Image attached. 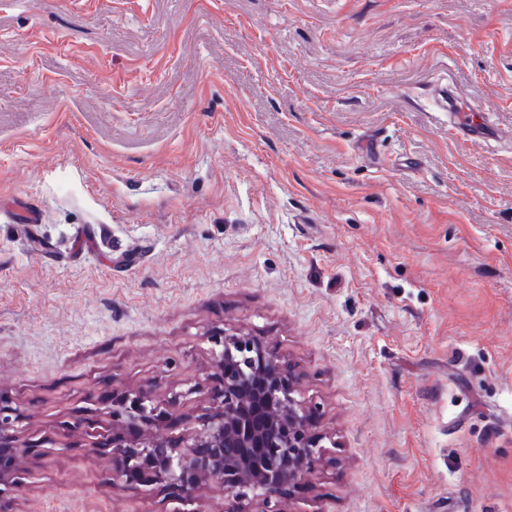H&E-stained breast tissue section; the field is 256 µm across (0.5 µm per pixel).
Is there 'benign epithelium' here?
Returning a JSON list of instances; mask_svg holds the SVG:
<instances>
[{
	"label": "benign epithelium",
	"mask_w": 512,
	"mask_h": 512,
	"mask_svg": "<svg viewBox=\"0 0 512 512\" xmlns=\"http://www.w3.org/2000/svg\"><path fill=\"white\" fill-rule=\"evenodd\" d=\"M223 385L213 406L192 432L174 439L158 427L193 389L162 400L143 391L112 403V421L128 431L149 433L146 442L112 445V474L131 489L142 483L171 487L191 512L197 485L204 479L224 486V496L248 501L257 512H281L284 491L303 483L321 465V446L311 434L312 410L297 398L295 382L276 354L260 341L237 333L212 338ZM21 416L0 407V447L11 446Z\"/></svg>",
	"instance_id": "obj_1"
}]
</instances>
